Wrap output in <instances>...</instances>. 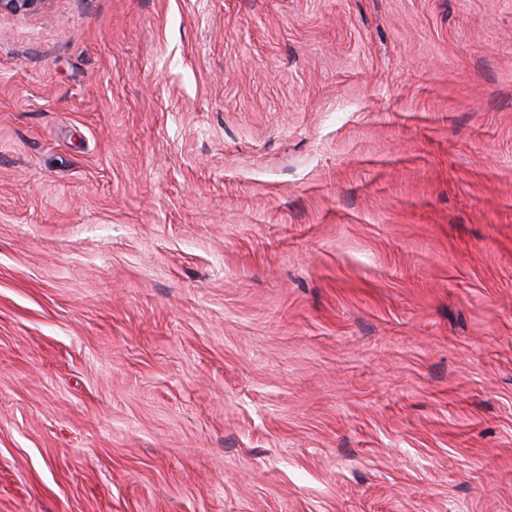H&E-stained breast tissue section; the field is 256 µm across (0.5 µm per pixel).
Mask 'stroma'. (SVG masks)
Instances as JSON below:
<instances>
[{"label": "stroma", "mask_w": 512, "mask_h": 512, "mask_svg": "<svg viewBox=\"0 0 512 512\" xmlns=\"http://www.w3.org/2000/svg\"><path fill=\"white\" fill-rule=\"evenodd\" d=\"M0 512H512V0L0 13Z\"/></svg>", "instance_id": "stroma-1"}]
</instances>
